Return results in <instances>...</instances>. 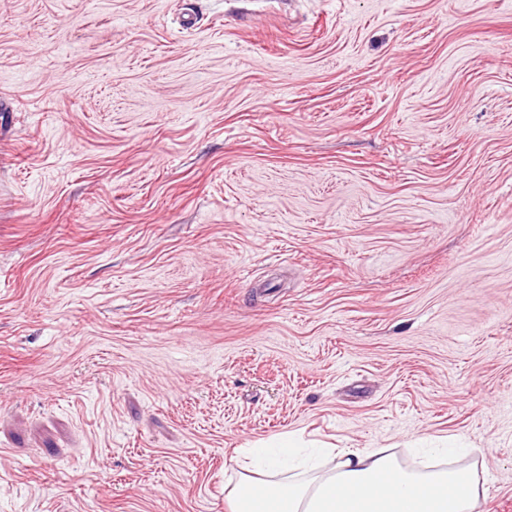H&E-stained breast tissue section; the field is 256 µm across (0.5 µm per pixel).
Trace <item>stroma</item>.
Listing matches in <instances>:
<instances>
[{
	"label": "stroma",
	"instance_id": "35a3bbf8",
	"mask_svg": "<svg viewBox=\"0 0 512 512\" xmlns=\"http://www.w3.org/2000/svg\"><path fill=\"white\" fill-rule=\"evenodd\" d=\"M288 437L512 512V0H0V512Z\"/></svg>",
	"mask_w": 512,
	"mask_h": 512
}]
</instances>
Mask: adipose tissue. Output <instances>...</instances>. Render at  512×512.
Wrapping results in <instances>:
<instances>
[{
	"label": "adipose tissue",
	"instance_id": "1",
	"mask_svg": "<svg viewBox=\"0 0 512 512\" xmlns=\"http://www.w3.org/2000/svg\"><path fill=\"white\" fill-rule=\"evenodd\" d=\"M333 469L322 471L309 459L281 475L278 453L251 458L250 467L266 469L260 481L251 474L233 487L231 512H477L479 492L472 469L403 466L392 455L374 449L347 448Z\"/></svg>",
	"mask_w": 512,
	"mask_h": 512
}]
</instances>
